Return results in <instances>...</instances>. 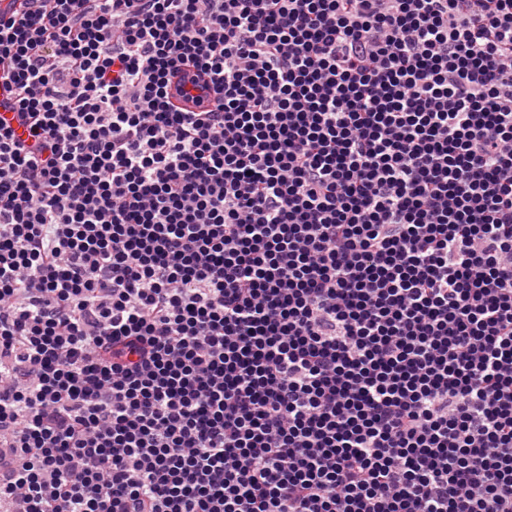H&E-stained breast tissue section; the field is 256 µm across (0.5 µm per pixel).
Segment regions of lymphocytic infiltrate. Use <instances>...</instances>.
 Returning a JSON list of instances; mask_svg holds the SVG:
<instances>
[{
    "instance_id": "lymphocytic-infiltrate-1",
    "label": "lymphocytic infiltrate",
    "mask_w": 512,
    "mask_h": 512,
    "mask_svg": "<svg viewBox=\"0 0 512 512\" xmlns=\"http://www.w3.org/2000/svg\"><path fill=\"white\" fill-rule=\"evenodd\" d=\"M0 109V503L512 512V0H22Z\"/></svg>"
}]
</instances>
